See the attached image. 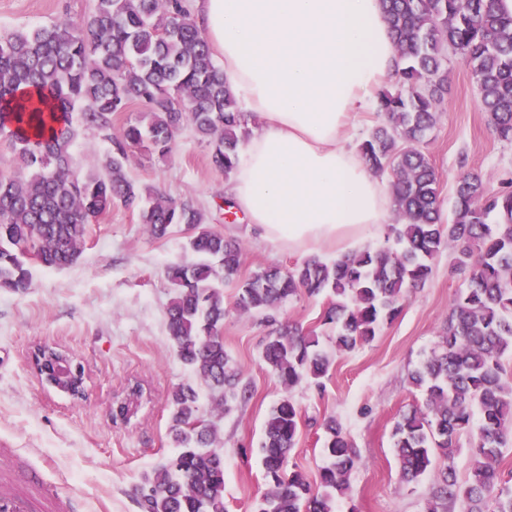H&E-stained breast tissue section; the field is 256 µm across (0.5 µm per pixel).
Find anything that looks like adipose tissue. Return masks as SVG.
Instances as JSON below:
<instances>
[{
    "label": "adipose tissue",
    "instance_id": "obj_1",
    "mask_svg": "<svg viewBox=\"0 0 512 512\" xmlns=\"http://www.w3.org/2000/svg\"><path fill=\"white\" fill-rule=\"evenodd\" d=\"M224 81L260 128L229 193L268 240L354 250L393 205L354 145L355 117L394 69L381 0H195Z\"/></svg>",
    "mask_w": 512,
    "mask_h": 512
}]
</instances>
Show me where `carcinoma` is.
I'll use <instances>...</instances> for the list:
<instances>
[{
  "label": "carcinoma",
  "instance_id": "carcinoma-1",
  "mask_svg": "<svg viewBox=\"0 0 512 512\" xmlns=\"http://www.w3.org/2000/svg\"><path fill=\"white\" fill-rule=\"evenodd\" d=\"M501 0H382L397 56L394 90L375 93L383 119L359 144L369 170L390 177L395 223L386 243L327 263L310 256L289 268H262L240 283L237 311H270L303 291L329 299L322 322L334 329L339 352L372 341L422 288L443 249L469 272L468 288L453 300L435 347L411 373L424 403L393 428L400 476L409 483L443 468L425 512H512V488L501 485L497 462L512 441V188L489 195L481 174L459 178L445 217L439 177L424 144L437 123L447 87L448 49H458L492 118L497 138L512 143V14ZM133 103L142 120L112 139V114ZM189 125L211 146L215 170L230 177L245 142L244 111L224 86L204 31L187 0H96L80 19L64 18L32 31L0 35V140L15 169L0 172V290L30 288L29 254L45 268L79 258L87 226L116 203L137 212L156 239L175 226L192 231L194 262L166 270L169 340L178 359L212 393L213 410L229 412L250 398L242 373L224 349V286L238 281L242 244L207 227L205 211L126 174L130 154L166 158ZM92 131L113 140L104 171L75 169L71 148ZM262 359L292 389L318 381L331 366L320 336L297 326L270 332ZM169 437L178 451L145 473L136 488L141 512H226L224 449L214 423L202 418L191 385L170 397ZM300 411L282 397L271 410L259 449L269 489L255 512H334L346 496L357 449L340 423H323L326 463L318 481L289 467ZM469 438L473 459L458 482L455 456Z\"/></svg>",
  "mask_w": 512,
  "mask_h": 512
}]
</instances>
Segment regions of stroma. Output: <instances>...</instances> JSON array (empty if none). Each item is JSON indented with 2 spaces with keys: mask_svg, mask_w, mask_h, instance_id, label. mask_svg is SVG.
I'll use <instances>...</instances> for the list:
<instances>
[{
  "mask_svg": "<svg viewBox=\"0 0 512 512\" xmlns=\"http://www.w3.org/2000/svg\"><path fill=\"white\" fill-rule=\"evenodd\" d=\"M94 0H0V33L31 30L63 17L89 14ZM451 200L457 179L482 172L487 192L512 181V144L498 140L459 55L448 56V87L425 147ZM129 178L157 187L206 210L211 229L244 245L240 276L267 266L293 267L303 260L261 238L246 217L227 222L221 208L230 182L210 164V147L190 127L177 136L165 159L133 154ZM189 239L177 227L153 238L136 212L113 205L88 227L75 264L61 270L32 268L22 294L0 291V443L14 450L0 459V475L12 472L24 486L25 470L39 473L59 496H76L79 512H140L135 490L142 475L173 453L168 402L184 384L200 378L177 358L167 336L171 295L169 265L191 260ZM468 285L451 253L441 251L425 287L411 292L400 313L369 344L335 353L320 383L292 390L280 385L262 360L270 332L259 318L234 308L235 288L224 290V348L251 391L229 414L203 403L216 421L224 447L227 512H255L268 485L259 458L264 424L272 407L290 396L300 409V432L290 462L316 481L324 463L323 422L336 417L352 439L358 460L350 490L337 512H424L435 481L426 474L405 484L394 456L392 429L400 413L422 404L409 380L446 325L456 293ZM325 300L299 294L275 312L285 324L320 328ZM58 347L88 375V399L77 404L42 385L31 363L35 345Z\"/></svg>",
  "mask_w": 512,
  "mask_h": 512,
  "instance_id": "35a3bbf8",
  "label": "stroma"
}]
</instances>
